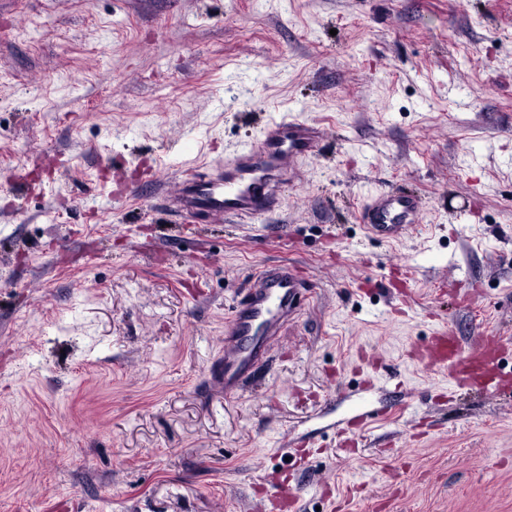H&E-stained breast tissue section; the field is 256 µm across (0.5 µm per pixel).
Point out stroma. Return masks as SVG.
Masks as SVG:
<instances>
[{"label":"stroma","mask_w":512,"mask_h":512,"mask_svg":"<svg viewBox=\"0 0 512 512\" xmlns=\"http://www.w3.org/2000/svg\"><path fill=\"white\" fill-rule=\"evenodd\" d=\"M287 112L325 137L264 223L166 210ZM381 190L424 201L401 239L360 222ZM280 263L311 295L224 397ZM444 326L512 375V0H0V512H250L271 467L299 512H512V397L407 357ZM307 283L283 263L256 271L224 325V354L212 377L224 395L237 392L306 301ZM500 346L502 343L497 336H479L468 349L470 364L478 370L486 369L492 361L493 352Z\"/></svg>","instance_id":"obj_1"}]
</instances>
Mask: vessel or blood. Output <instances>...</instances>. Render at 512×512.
Listing matches in <instances>:
<instances>
[{
	"mask_svg": "<svg viewBox=\"0 0 512 512\" xmlns=\"http://www.w3.org/2000/svg\"><path fill=\"white\" fill-rule=\"evenodd\" d=\"M324 131L316 123L282 117L268 123L250 148L222 162L195 169L178 190L165 199L171 213L188 215L201 223L224 219L236 224L263 222L277 211L284 193L304 182L301 160L319 153ZM421 197L406 192L372 196L362 220L369 232L391 240L420 223ZM308 285L294 266L279 264L256 271L244 296L232 308L224 325V354L212 377L224 394L237 392L284 328L301 310ZM495 336H481L469 347V367H458V338L452 328H442L419 353L427 369H444L450 386L466 385L471 369H486L500 347ZM274 492L258 500L256 512H294L297 495L287 483L268 475Z\"/></svg>",
	"mask_w": 512,
	"mask_h": 512,
	"instance_id": "obj_1",
	"label": "vessel or blood"
}]
</instances>
